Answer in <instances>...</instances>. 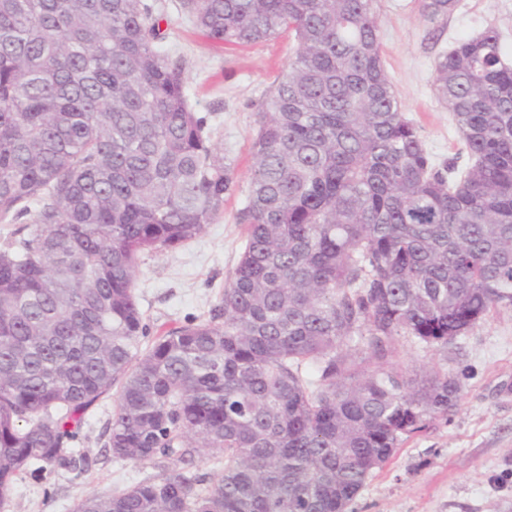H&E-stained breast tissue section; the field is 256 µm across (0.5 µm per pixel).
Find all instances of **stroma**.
Instances as JSON below:
<instances>
[{"instance_id":"1","label":"stroma","mask_w":512,"mask_h":512,"mask_svg":"<svg viewBox=\"0 0 512 512\" xmlns=\"http://www.w3.org/2000/svg\"><path fill=\"white\" fill-rule=\"evenodd\" d=\"M161 2L163 44L181 55L190 103L209 116L225 155L234 159L241 192L225 201L219 220L193 240L141 257L135 294L153 337L207 317L238 262L245 233L237 214L249 181L255 113L296 48L288 37L241 47L212 41L179 0ZM376 7L382 57L402 112L436 162L465 163L467 150L453 116L435 92V64L455 42L490 26L500 32L512 60V0H459L445 30L435 35L418 0H377ZM423 366L458 378V408L405 438L368 478L348 512H512V307L491 312L445 347L400 340L397 369L409 376ZM117 397L110 392L89 410L72 443L87 455V471L57 470L17 482L8 512H70L87 494H112L155 474L153 464L113 460L104 447L101 433Z\"/></svg>"}]
</instances>
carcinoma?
Returning <instances> with one entry per match:
<instances>
[{
  "mask_svg": "<svg viewBox=\"0 0 512 512\" xmlns=\"http://www.w3.org/2000/svg\"><path fill=\"white\" fill-rule=\"evenodd\" d=\"M376 0H180L209 39L290 35L256 112L246 239L208 318L145 346L140 257L239 191L150 0H0V509L119 386L105 447L159 472L72 512H347L460 385L396 370L512 306V63L493 27L435 67L465 167L437 164L385 71ZM458 0H419L447 24ZM374 368H369V365ZM217 453L211 484L196 458Z\"/></svg>",
  "mask_w": 512,
  "mask_h": 512,
  "instance_id": "carcinoma-1",
  "label": "carcinoma"
}]
</instances>
